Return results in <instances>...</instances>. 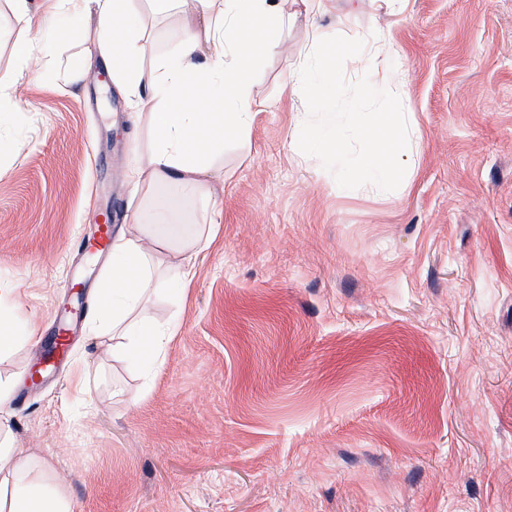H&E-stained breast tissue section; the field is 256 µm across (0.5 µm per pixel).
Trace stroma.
<instances>
[{"mask_svg":"<svg viewBox=\"0 0 512 512\" xmlns=\"http://www.w3.org/2000/svg\"><path fill=\"white\" fill-rule=\"evenodd\" d=\"M141 14L147 71L181 21ZM318 24L397 48L417 122L401 185L337 193L291 141L307 113L290 77L314 44L285 23L250 78L273 106L211 178L221 230L194 287L139 307L178 323L160 363L108 358L84 315L39 383L34 344L0 354V415L72 512H512V0H332ZM95 27L52 17L21 68L0 0V318L43 337L72 275L96 306L108 258L74 244L107 211L204 217L180 187L132 184L151 126L86 55Z\"/></svg>","mask_w":512,"mask_h":512,"instance_id":"1","label":"stroma"}]
</instances>
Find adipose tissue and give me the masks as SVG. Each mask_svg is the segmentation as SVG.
<instances>
[{
	"mask_svg": "<svg viewBox=\"0 0 512 512\" xmlns=\"http://www.w3.org/2000/svg\"><path fill=\"white\" fill-rule=\"evenodd\" d=\"M156 15H181V38L175 53L156 60L147 84L133 80L147 34L138 23L137 0H51L54 10L75 19L96 14L100 54L112 60V79L134 100L149 108L152 145L135 153L130 177L135 187L172 184L210 199L214 158L225 139L248 137L264 109L247 80L255 59L279 49L278 0H150ZM221 205L212 201L207 222L181 224L163 209L137 225L135 232L112 239V260L97 288L99 305L93 331L111 339L137 336L136 349L121 355L160 357L177 325L142 318L143 294L165 277L179 294L196 279V257L220 232ZM0 512H71L62 494L41 495L0 481Z\"/></svg>",
	"mask_w": 512,
	"mask_h": 512,
	"instance_id": "obj_1",
	"label": "adipose tissue"
}]
</instances>
